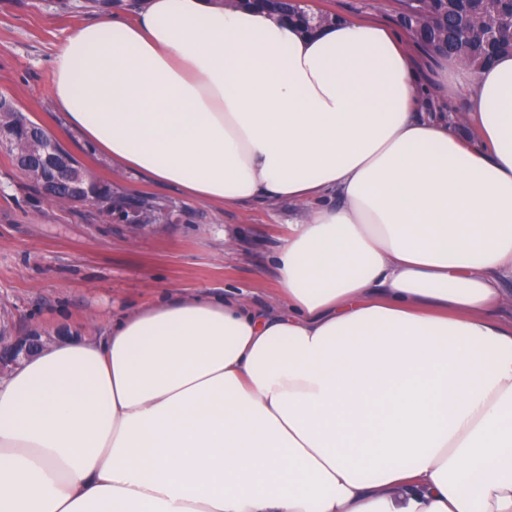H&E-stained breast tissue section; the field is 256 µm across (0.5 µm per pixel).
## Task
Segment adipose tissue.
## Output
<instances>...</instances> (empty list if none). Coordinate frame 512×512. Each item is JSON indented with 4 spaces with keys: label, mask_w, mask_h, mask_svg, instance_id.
<instances>
[{
    "label": "adipose tissue",
    "mask_w": 512,
    "mask_h": 512,
    "mask_svg": "<svg viewBox=\"0 0 512 512\" xmlns=\"http://www.w3.org/2000/svg\"><path fill=\"white\" fill-rule=\"evenodd\" d=\"M440 63L473 138L381 23L146 0L66 38L87 145L307 213L280 306L164 290L0 378V512H512V54Z\"/></svg>",
    "instance_id": "adipose-tissue-1"
}]
</instances>
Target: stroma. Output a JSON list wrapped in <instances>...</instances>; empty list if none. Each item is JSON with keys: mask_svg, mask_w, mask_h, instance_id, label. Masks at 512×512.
<instances>
[{"mask_svg": "<svg viewBox=\"0 0 512 512\" xmlns=\"http://www.w3.org/2000/svg\"><path fill=\"white\" fill-rule=\"evenodd\" d=\"M314 12L385 24L403 31L396 0H303ZM85 0H0V92L65 145L99 179L174 211L171 221L130 232L92 205L59 206L24 184L0 153V330L68 328L92 339L112 317L150 301L156 290L238 292L274 306L272 254L301 207L281 200L232 208L187 203L178 190L125 171L67 128L50 93L51 61L64 40L98 19ZM408 61L423 77L431 110L465 133V97L439 88L438 68L416 41ZM235 244L225 249V237Z\"/></svg>", "mask_w": 512, "mask_h": 512, "instance_id": "stroma-1", "label": "stroma"}]
</instances>
